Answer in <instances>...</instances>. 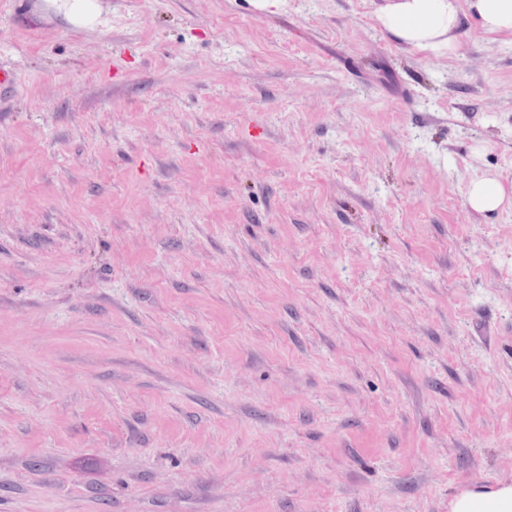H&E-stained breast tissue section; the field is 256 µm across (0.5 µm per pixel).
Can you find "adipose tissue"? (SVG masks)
<instances>
[{"label": "adipose tissue", "instance_id": "adipose-tissue-1", "mask_svg": "<svg viewBox=\"0 0 512 512\" xmlns=\"http://www.w3.org/2000/svg\"><path fill=\"white\" fill-rule=\"evenodd\" d=\"M386 31L422 52L454 50L462 27L459 0H393L380 15ZM468 206L490 213L512 204V191L495 176L473 180ZM449 512H512V482L466 488L453 495Z\"/></svg>", "mask_w": 512, "mask_h": 512}]
</instances>
